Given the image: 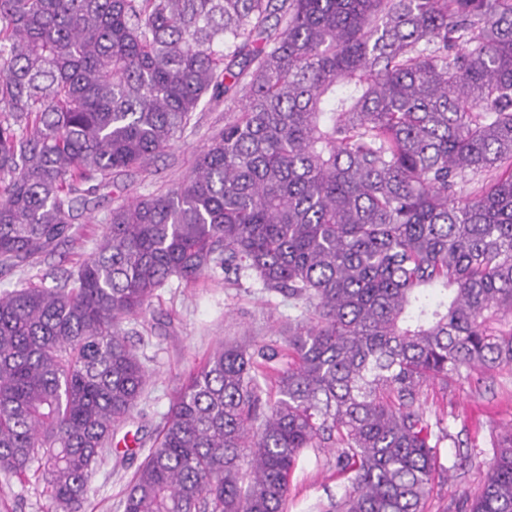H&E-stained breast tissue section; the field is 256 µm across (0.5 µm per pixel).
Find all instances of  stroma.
Returning <instances> with one entry per match:
<instances>
[{
  "mask_svg": "<svg viewBox=\"0 0 512 512\" xmlns=\"http://www.w3.org/2000/svg\"><path fill=\"white\" fill-rule=\"evenodd\" d=\"M235 105L202 102L194 131L158 156L133 183L102 190L75 223L73 240L62 243L26 272L0 275V292L18 281L55 285L65 271L86 259L102 233L103 218L116 198L134 199L178 182L189 173L202 147L222 129ZM305 314L287 297L270 292L252 279L217 272L186 283L172 280L153 298L146 313L125 326L131 344L151 375L142 401L118 436L138 442L132 451H112L95 470L85 512H123L121 502L163 422L176 387L222 342L249 338L284 349L289 324ZM431 420L440 421L445 437L438 447L442 477L424 504V512H465V498L483 483L494 457V431L512 425V371L503 369L483 382L463 378L447 386L428 385L421 399ZM337 449L310 448L289 479L285 512H312L317 502L341 493L336 475ZM50 501L37 479L21 483L0 474V512H48Z\"/></svg>",
  "mask_w": 512,
  "mask_h": 512,
  "instance_id": "stroma-1",
  "label": "stroma"
}]
</instances>
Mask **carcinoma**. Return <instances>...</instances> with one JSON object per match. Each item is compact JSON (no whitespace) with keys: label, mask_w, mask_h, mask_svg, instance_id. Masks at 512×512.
Wrapping results in <instances>:
<instances>
[{"label":"carcinoma","mask_w":512,"mask_h":512,"mask_svg":"<svg viewBox=\"0 0 512 512\" xmlns=\"http://www.w3.org/2000/svg\"><path fill=\"white\" fill-rule=\"evenodd\" d=\"M193 169L118 202L62 283L0 294V471L83 512L149 374L123 323L219 270L301 303L288 364L219 344L171 399L124 512H423L428 382L512 368V0H0V274L73 237L204 98ZM272 373L274 394L260 378ZM469 512H512V427ZM337 448H308L289 479L285 512H317L310 507L329 494L342 493V479L336 476Z\"/></svg>","instance_id":"carcinoma-1"}]
</instances>
